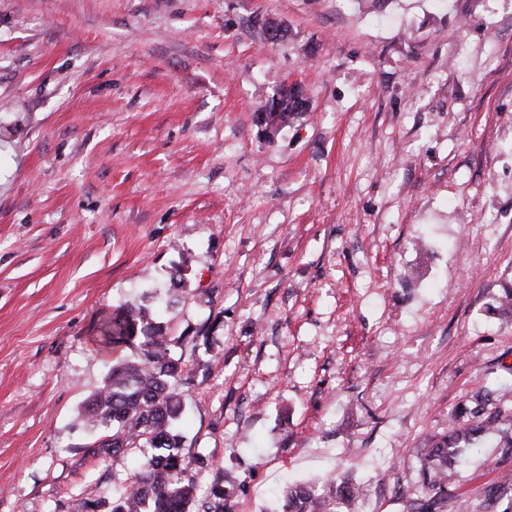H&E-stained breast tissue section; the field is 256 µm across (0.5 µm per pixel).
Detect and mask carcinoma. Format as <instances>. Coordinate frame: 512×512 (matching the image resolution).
<instances>
[{"label": "carcinoma", "instance_id": "1", "mask_svg": "<svg viewBox=\"0 0 512 512\" xmlns=\"http://www.w3.org/2000/svg\"><path fill=\"white\" fill-rule=\"evenodd\" d=\"M104 345L118 356L112 360L103 386L84 403L83 419L104 432L95 442V455L117 456L134 449L148 457L145 467L123 481L112 501V512H188L194 501L197 475L186 461L184 437L177 427L183 399L193 386V370L172 351L197 340L172 337L153 318L144 301H127L92 327ZM132 355L122 354L123 349ZM512 424V411L486 397L462 407L448 433L429 452L432 467L420 471V492H408L409 512H447L448 482L456 470L460 444H475L486 432L502 434L503 454L512 456V435L501 425ZM213 506L206 512H230L224 498V474L215 477ZM512 496L509 477L490 486L471 512H489ZM359 487L348 480L295 484L285 491L281 512H355Z\"/></svg>", "mask_w": 512, "mask_h": 512}]
</instances>
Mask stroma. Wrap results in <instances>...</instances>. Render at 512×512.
<instances>
[{"label":"stroma","mask_w":512,"mask_h":512,"mask_svg":"<svg viewBox=\"0 0 512 512\" xmlns=\"http://www.w3.org/2000/svg\"><path fill=\"white\" fill-rule=\"evenodd\" d=\"M507 288L512 0H0V512H111L142 456L92 454L89 329L165 294L171 335L215 326L183 349L191 512L219 470L233 512L342 474L406 512L460 406L512 408ZM510 469L488 436L449 492ZM281 99L280 89L278 92L268 99L266 102V108L262 112H258V122L263 127H272L275 129L281 119L288 117V120L298 112H280L279 100Z\"/></svg>","instance_id":"obj_1"}]
</instances>
